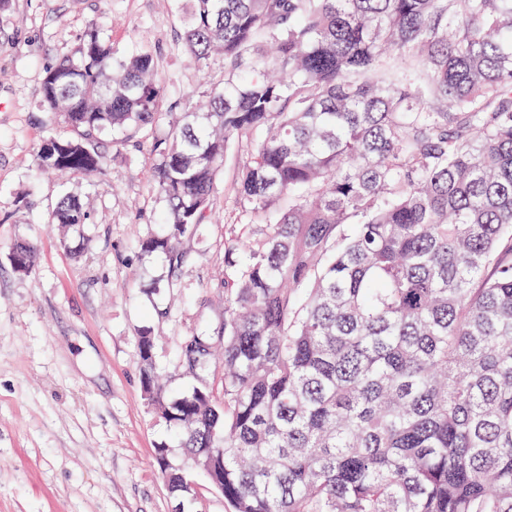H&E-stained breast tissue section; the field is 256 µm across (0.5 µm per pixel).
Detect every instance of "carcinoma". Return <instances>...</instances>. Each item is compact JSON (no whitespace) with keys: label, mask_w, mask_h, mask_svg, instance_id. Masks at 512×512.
Instances as JSON below:
<instances>
[{"label":"carcinoma","mask_w":512,"mask_h":512,"mask_svg":"<svg viewBox=\"0 0 512 512\" xmlns=\"http://www.w3.org/2000/svg\"><path fill=\"white\" fill-rule=\"evenodd\" d=\"M203 77L151 143L162 229L140 243L178 286L232 140L251 146L236 205L260 240L224 239V319L176 358L197 384L168 399L155 344L141 383L185 464L230 512H512V0H179ZM158 56L116 61L91 25L44 71L70 130L38 173L89 178L105 135H149L167 111ZM80 198L52 223L78 226ZM12 267L36 271L20 241ZM224 348V396L203 378Z\"/></svg>","instance_id":"obj_1"}]
</instances>
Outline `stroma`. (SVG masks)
I'll use <instances>...</instances> for the list:
<instances>
[{"mask_svg":"<svg viewBox=\"0 0 512 512\" xmlns=\"http://www.w3.org/2000/svg\"><path fill=\"white\" fill-rule=\"evenodd\" d=\"M177 16L176 0H10L0 11V512H228L198 473L184 504L169 495L155 457L175 442L144 398L137 336H154L168 397L186 393L193 380L175 349L190 330L224 318L217 284L247 148L229 143L212 219L181 241L190 256L181 285L157 293L150 284L166 278V262L139 250L162 207L149 140L104 139L107 161L87 181L32 167L41 140L63 130L41 105L44 69L89 24L110 38L115 60L155 52L170 98L197 89L203 73L222 75V58L203 72L183 53ZM67 190L88 199L89 219L64 233L51 215ZM21 240L39 247L34 274L8 260ZM165 306L174 318L156 317Z\"/></svg>","mask_w":512,"mask_h":512,"instance_id":"obj_1","label":"stroma"}]
</instances>
